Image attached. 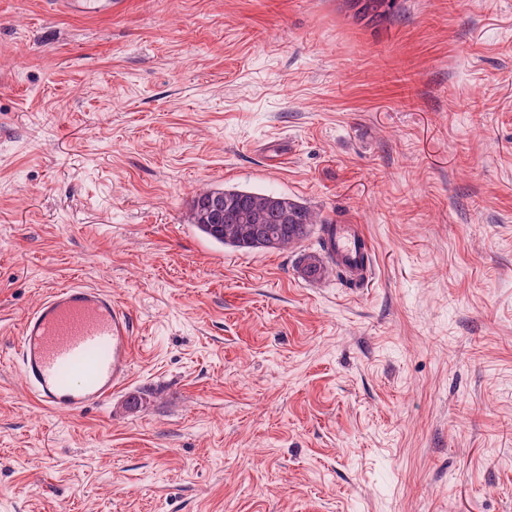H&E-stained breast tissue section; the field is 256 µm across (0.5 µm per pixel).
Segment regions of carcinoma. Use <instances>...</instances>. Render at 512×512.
I'll return each mask as SVG.
<instances>
[{"mask_svg": "<svg viewBox=\"0 0 512 512\" xmlns=\"http://www.w3.org/2000/svg\"><path fill=\"white\" fill-rule=\"evenodd\" d=\"M355 10V16L370 20L387 17L393 10L396 0H346ZM224 192V231L215 234L211 225L203 222L201 212L210 201V195ZM202 190L196 193L191 205L193 224L211 240L224 246L261 250L263 246L253 240V235L242 228L253 224H265L275 229L278 245L276 249L285 251L299 246L314 230H326V225L334 220L312 210L303 203L286 195L274 192H260L238 188L223 190ZM300 271L309 279H322L333 273L329 262L315 253L302 256Z\"/></svg>", "mask_w": 512, "mask_h": 512, "instance_id": "obj_1", "label": "carcinoma"}]
</instances>
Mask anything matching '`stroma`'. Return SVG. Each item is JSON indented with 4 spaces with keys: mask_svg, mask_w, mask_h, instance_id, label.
<instances>
[{
    "mask_svg": "<svg viewBox=\"0 0 512 512\" xmlns=\"http://www.w3.org/2000/svg\"><path fill=\"white\" fill-rule=\"evenodd\" d=\"M225 187L363 225L371 283L209 240ZM69 283L132 372L52 411L10 354ZM0 512H512V0H0ZM351 9H356L355 16L370 20L387 17L397 0H345Z\"/></svg>",
    "mask_w": 512,
    "mask_h": 512,
    "instance_id": "1",
    "label": "stroma"
}]
</instances>
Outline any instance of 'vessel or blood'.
<instances>
[{
  "instance_id": "1",
  "label": "vessel or blood",
  "mask_w": 512,
  "mask_h": 512,
  "mask_svg": "<svg viewBox=\"0 0 512 512\" xmlns=\"http://www.w3.org/2000/svg\"><path fill=\"white\" fill-rule=\"evenodd\" d=\"M323 245L354 286L370 282L374 266L362 225H329ZM132 341V316L110 291L67 284L54 289L25 317L16 362L29 391L45 407H98L127 383Z\"/></svg>"
}]
</instances>
